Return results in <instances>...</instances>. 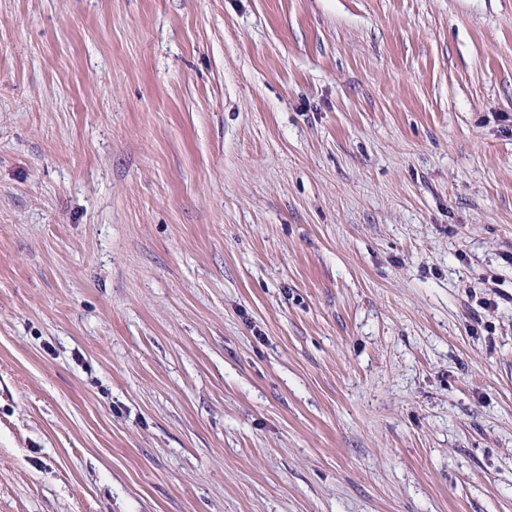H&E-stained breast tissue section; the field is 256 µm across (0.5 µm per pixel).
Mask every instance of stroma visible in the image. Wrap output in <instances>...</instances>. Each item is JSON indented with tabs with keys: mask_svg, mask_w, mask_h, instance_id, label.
I'll use <instances>...</instances> for the list:
<instances>
[{
	"mask_svg": "<svg viewBox=\"0 0 512 512\" xmlns=\"http://www.w3.org/2000/svg\"><path fill=\"white\" fill-rule=\"evenodd\" d=\"M0 512H512V0H0Z\"/></svg>",
	"mask_w": 512,
	"mask_h": 512,
	"instance_id": "35a3bbf8",
	"label": "stroma"
}]
</instances>
